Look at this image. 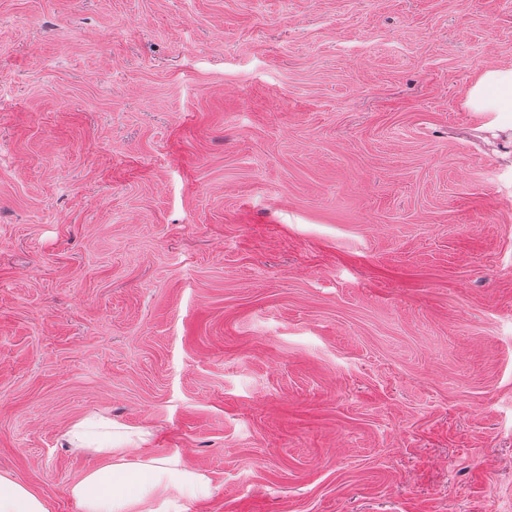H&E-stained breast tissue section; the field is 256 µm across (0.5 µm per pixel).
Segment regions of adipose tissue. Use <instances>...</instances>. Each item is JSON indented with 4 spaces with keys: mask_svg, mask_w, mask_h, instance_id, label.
<instances>
[{
    "mask_svg": "<svg viewBox=\"0 0 512 512\" xmlns=\"http://www.w3.org/2000/svg\"><path fill=\"white\" fill-rule=\"evenodd\" d=\"M465 105L473 112L512 119V66L483 70L469 86ZM71 450L93 452L107 464L88 472L71 488L81 512H162L175 494L204 495L205 475L180 468L177 458H139L128 433H113L110 422L89 421L67 434ZM0 512H48L45 501L0 474Z\"/></svg>",
    "mask_w": 512,
    "mask_h": 512,
    "instance_id": "adipose-tissue-1",
    "label": "adipose tissue"
}]
</instances>
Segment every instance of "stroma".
Masks as SVG:
<instances>
[{"label":"stroma","mask_w":512,"mask_h":512,"mask_svg":"<svg viewBox=\"0 0 512 512\" xmlns=\"http://www.w3.org/2000/svg\"><path fill=\"white\" fill-rule=\"evenodd\" d=\"M512 0H0V473L81 512H512ZM465 106L472 112L510 118L512 128V66L483 70L469 86ZM112 434L109 421L82 422L67 433L72 451L93 452L108 457V463L88 472L71 487L81 512H161L176 492L192 496L209 491L205 475L179 469L178 459L137 458L135 451L146 443V433ZM106 440L99 442L97 437Z\"/></svg>","instance_id":"obj_1"}]
</instances>
